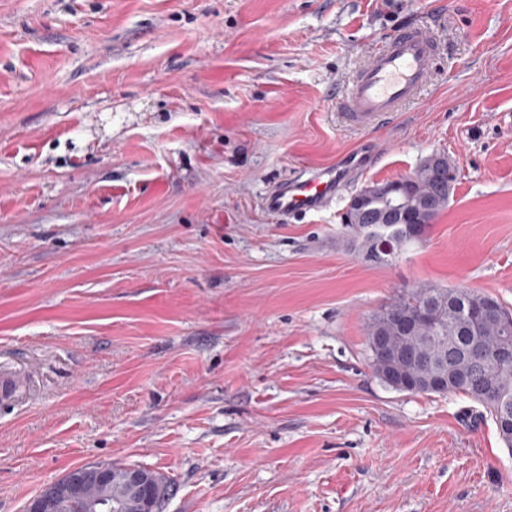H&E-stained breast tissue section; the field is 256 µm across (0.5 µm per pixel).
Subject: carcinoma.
Segmentation results:
<instances>
[{
	"mask_svg": "<svg viewBox=\"0 0 512 512\" xmlns=\"http://www.w3.org/2000/svg\"><path fill=\"white\" fill-rule=\"evenodd\" d=\"M455 180V168L444 161L435 166L424 162L412 174L392 181L411 205L402 223L418 224L421 233H426L448 207ZM383 208L384 201L373 198L360 212L350 215L351 223L347 224L353 242L376 263L389 261L413 243L378 230L377 216ZM489 301L512 316V308L499 299L467 288L422 284L401 290L368 325L367 341L373 342L380 332L393 352L387 357L371 351L370 366L385 384V375L394 367L419 378L439 368L461 376L449 392L462 394L482 407L494 421L503 447L512 452V433L501 428L504 420L512 421V358L501 356L505 345L512 344V322L476 317ZM103 493L110 496L109 504L122 503L126 498L120 484L112 485L107 492L89 487L74 502L72 512H83L85 499Z\"/></svg>",
	"mask_w": 512,
	"mask_h": 512,
	"instance_id": "1",
	"label": "carcinoma"
}]
</instances>
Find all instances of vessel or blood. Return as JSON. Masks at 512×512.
I'll return each mask as SVG.
<instances>
[{
    "label": "vessel or blood",
    "mask_w": 512,
    "mask_h": 512,
    "mask_svg": "<svg viewBox=\"0 0 512 512\" xmlns=\"http://www.w3.org/2000/svg\"><path fill=\"white\" fill-rule=\"evenodd\" d=\"M436 56L437 44L427 24L402 25L370 52L356 73L346 98L350 120L364 125L415 100L433 74ZM373 155L371 145L365 144L340 156L335 166L303 171L268 191L263 205L284 218L321 211L363 174Z\"/></svg>",
    "instance_id": "b4317fda"
}]
</instances>
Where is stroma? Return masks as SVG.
Segmentation results:
<instances>
[{
  "mask_svg": "<svg viewBox=\"0 0 512 512\" xmlns=\"http://www.w3.org/2000/svg\"><path fill=\"white\" fill-rule=\"evenodd\" d=\"M413 20L433 81L349 125ZM365 141L329 208L264 211ZM435 153L447 209L365 262L351 197ZM419 284L512 304V0H0V512L98 462L167 476L163 512H512L492 418L372 372L370 319Z\"/></svg>",
  "mask_w": 512,
  "mask_h": 512,
  "instance_id": "35a3bbf8",
  "label": "stroma"
}]
</instances>
